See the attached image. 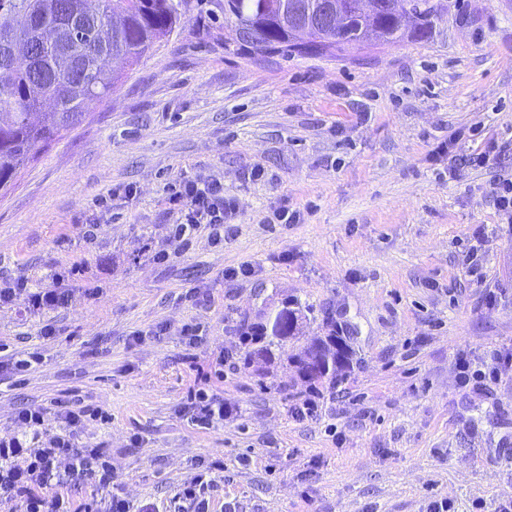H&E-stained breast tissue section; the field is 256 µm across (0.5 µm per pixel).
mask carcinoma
Masks as SVG:
<instances>
[{"mask_svg": "<svg viewBox=\"0 0 512 512\" xmlns=\"http://www.w3.org/2000/svg\"><path fill=\"white\" fill-rule=\"evenodd\" d=\"M272 0H224V21L257 25L250 39L227 35L224 46L254 48L284 56H323L366 43L364 32L372 24L380 30L379 43L422 41L429 37L445 11L435 0H395L392 10L371 21L351 14L340 32L315 31L308 42L293 44L286 29L270 15ZM187 0H0V190H8L36 154L62 139L81 124L89 108L110 95L122 77L100 58L130 67L156 44L170 37L180 22ZM411 12L419 27L408 33L398 23L401 12ZM31 44L27 62H13L4 42ZM301 310L288 311V327L268 337L295 335ZM336 330L314 340L293 357L311 389L336 384L350 369L355 351L351 343L335 347ZM323 350L332 363L315 373L307 370L308 353Z\"/></svg>", "mask_w": 512, "mask_h": 512, "instance_id": "1", "label": "carcinoma"}]
</instances>
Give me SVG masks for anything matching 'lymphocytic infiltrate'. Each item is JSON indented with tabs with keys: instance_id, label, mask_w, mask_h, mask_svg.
I'll use <instances>...</instances> for the list:
<instances>
[{
	"instance_id": "obj_1",
	"label": "lymphocytic infiltrate",
	"mask_w": 512,
	"mask_h": 512,
	"mask_svg": "<svg viewBox=\"0 0 512 512\" xmlns=\"http://www.w3.org/2000/svg\"><path fill=\"white\" fill-rule=\"evenodd\" d=\"M177 206L180 217L173 229L179 241H189L199 228L209 230L213 244L224 240V225L235 212L232 199L224 195L220 181H186L169 197ZM24 294L28 307L33 311L68 305L71 296L65 288H44L28 291L25 281L16 280L0 287V301H11L17 294ZM47 410L42 406L21 408L17 421L25 428L24 436L0 438V498L20 501L23 512H62L63 500L49 501L33 492V484L50 485L58 476L60 461H68L69 472L82 476L92 462L99 460L97 449L79 445L77 435L86 417H98L96 409L64 408L58 410L59 429L53 435H46ZM47 437L46 447L24 452L23 440Z\"/></svg>"
}]
</instances>
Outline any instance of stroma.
<instances>
[{"label": "stroma", "mask_w": 512, "mask_h": 512, "mask_svg": "<svg viewBox=\"0 0 512 512\" xmlns=\"http://www.w3.org/2000/svg\"><path fill=\"white\" fill-rule=\"evenodd\" d=\"M222 3L188 0L178 29L0 192V282L74 293L37 316L0 303V438L25 406L107 412L77 439L112 487L63 465L39 490L73 507L115 492L176 512L205 461L210 512H426L434 498L501 512L512 223L490 188L512 179V0H448L428 40L306 58L225 50ZM481 152L489 163L472 162ZM210 179L237 205L229 233L182 245L172 188ZM281 207L298 223H274ZM482 230L479 279L463 255ZM291 300L307 308L299 337L249 356L244 336ZM331 323L356 355L313 393L290 357ZM31 352L37 368L13 372ZM463 354L505 357L499 381L461 385ZM192 388L223 420L193 425ZM306 400L315 416H293Z\"/></svg>", "instance_id": "1"}]
</instances>
